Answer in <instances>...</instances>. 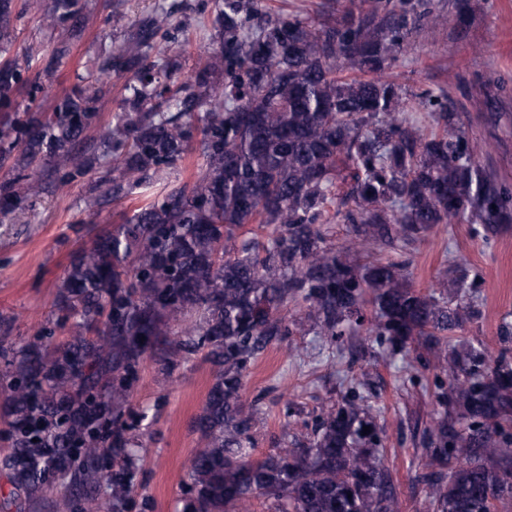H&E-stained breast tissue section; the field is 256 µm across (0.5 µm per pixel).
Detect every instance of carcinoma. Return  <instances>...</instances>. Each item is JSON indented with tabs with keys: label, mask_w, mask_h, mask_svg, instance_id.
<instances>
[{
	"label": "carcinoma",
	"mask_w": 512,
	"mask_h": 512,
	"mask_svg": "<svg viewBox=\"0 0 512 512\" xmlns=\"http://www.w3.org/2000/svg\"><path fill=\"white\" fill-rule=\"evenodd\" d=\"M215 5L220 39L191 73L157 42L171 25L157 12L132 45L96 57L97 85L44 110L29 63L10 55L14 22L39 17L49 40L28 55L52 74L85 28V4L0 0V223L50 182L63 193L97 176L103 194L85 201L95 214L196 144L203 160L72 255L55 325L36 330L67 328L52 350L4 348L17 316L0 317V464L30 496L64 465L51 512H150L136 498L139 367L149 358L171 372L200 354L214 378L183 512H252L260 497L275 512H399L366 370L319 408L306 439L250 459L265 420L245 397L256 361L290 336L341 345L364 334L407 359L422 346L418 359L446 378L436 397L447 410L420 437L424 512H512V322L499 323L495 356L454 344L486 316L480 275L450 266L429 295L411 280L414 250L442 224L465 220L487 243L512 230V189L477 159L448 96L410 94L388 75L413 34L447 17L433 0H325L318 24L269 16L260 0ZM153 50L162 62L148 66ZM114 77L122 112L103 124Z\"/></svg>",
	"instance_id": "obj_1"
}]
</instances>
